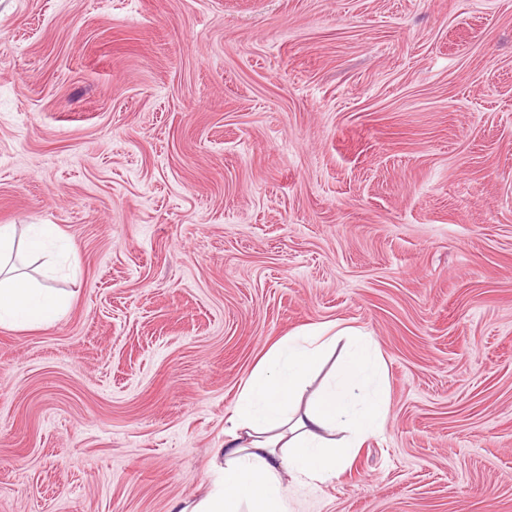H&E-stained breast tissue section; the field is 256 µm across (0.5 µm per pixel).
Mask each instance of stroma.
<instances>
[{
  "mask_svg": "<svg viewBox=\"0 0 512 512\" xmlns=\"http://www.w3.org/2000/svg\"><path fill=\"white\" fill-rule=\"evenodd\" d=\"M0 512H175L241 386L362 329L381 431L290 512H512V0H0ZM15 241L19 247L14 225H0V325L51 326L65 314L68 302L49 288L22 278L15 268L5 269L4 257L12 252Z\"/></svg>",
  "mask_w": 512,
  "mask_h": 512,
  "instance_id": "35a3bbf8",
  "label": "stroma"
}]
</instances>
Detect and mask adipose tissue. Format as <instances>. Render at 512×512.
Here are the masks:
<instances>
[{"label": "adipose tissue", "mask_w": 512, "mask_h": 512, "mask_svg": "<svg viewBox=\"0 0 512 512\" xmlns=\"http://www.w3.org/2000/svg\"><path fill=\"white\" fill-rule=\"evenodd\" d=\"M16 239L0 225V325L50 326L67 300L6 268ZM349 352L336 381L305 397L309 379L339 341ZM385 366L361 329L342 322L310 324L269 347L242 386L224 446L203 494L180 512H288L284 474L325 483L383 426Z\"/></svg>", "instance_id": "obj_1"}]
</instances>
